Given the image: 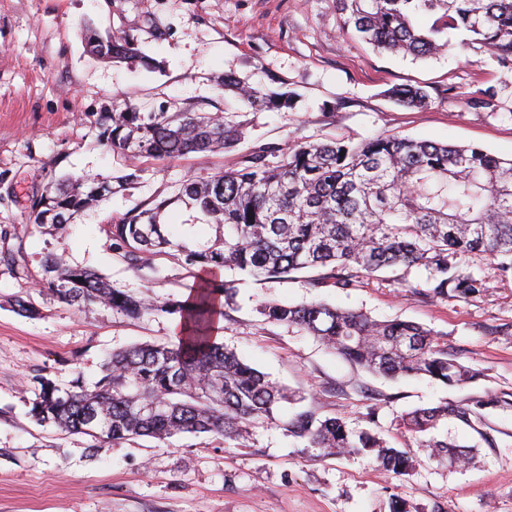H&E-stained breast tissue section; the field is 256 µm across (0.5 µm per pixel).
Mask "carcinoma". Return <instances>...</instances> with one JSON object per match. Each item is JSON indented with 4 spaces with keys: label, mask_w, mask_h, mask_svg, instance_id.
<instances>
[{
    "label": "carcinoma",
    "mask_w": 512,
    "mask_h": 512,
    "mask_svg": "<svg viewBox=\"0 0 512 512\" xmlns=\"http://www.w3.org/2000/svg\"><path fill=\"white\" fill-rule=\"evenodd\" d=\"M341 31L392 54L431 57L448 46L441 34L459 30L512 69V0H336ZM435 17L426 29L418 16ZM90 51L102 59L136 55L133 39L86 33ZM254 109L289 107L288 92H264L224 77ZM391 98L406 107L429 101L422 86L396 87ZM102 145L133 161L175 159L231 147L239 125L222 113L139 112L116 106L100 113ZM112 194V177L68 175L31 199L29 223L59 233L84 211ZM173 204L200 213L215 232L206 243L177 238L161 223ZM112 249L140 267L147 254L176 251L199 283L186 300L158 302L112 288L87 268L44 265L41 287L59 302L80 309L101 305L130 319L177 315V340L141 343L112 353L90 390L76 376L62 390L38 378L29 414L65 432L114 441L151 437L165 441L184 433H211L238 441L259 424L276 422L287 391L217 342L224 302L232 288L218 270L235 267L257 277L282 278L308 268L327 269L324 279L351 285L348 270L366 274L423 268L434 294L473 297L484 287L465 267L482 254L512 274V158L477 146H458L399 135L358 143L300 142L277 155L263 147L206 179L189 177L172 197L107 225ZM271 323L297 326L367 371L387 377L427 376L447 386L469 383L472 369L448 357L435 333L403 320L377 321L366 313L321 302H266ZM459 406L420 408L402 425L412 436L444 419L467 418ZM288 432L323 456L369 454L384 471L401 476L413 467L410 446L397 448L369 432L355 436L336 418L296 415ZM435 455L463 462L467 454L446 441L424 444Z\"/></svg>",
    "instance_id": "carcinoma-1"
}]
</instances>
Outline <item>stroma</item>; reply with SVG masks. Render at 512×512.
Returning <instances> with one entry per match:
<instances>
[{
	"instance_id": "obj_1",
	"label": "stroma",
	"mask_w": 512,
	"mask_h": 512,
	"mask_svg": "<svg viewBox=\"0 0 512 512\" xmlns=\"http://www.w3.org/2000/svg\"><path fill=\"white\" fill-rule=\"evenodd\" d=\"M339 23L335 0H0V512H389L394 496L409 512H512V275L483 255L468 261L485 282L472 298L434 295L416 268L401 285L356 270L348 288L313 287L317 269L268 280L222 270L234 291L220 341L297 396L242 443L207 433L113 441L42 426L28 414L38 377L64 387L79 373L92 383L112 352L174 340L177 316L131 320L99 305L77 309L37 283L50 254L126 292L186 299L196 279L177 255L148 256L138 271L105 232L112 220L173 195L186 177L234 167L262 146L383 134L512 158L511 69L480 45L462 46L456 30L442 54L416 59L343 37ZM89 26L129 35L137 56L91 55ZM227 74L288 90L295 102L278 111L242 105L220 83ZM405 85L425 87L428 105L388 97ZM487 92L489 108L480 103ZM115 103L231 112L243 135L223 153L143 159L137 180L125 184L121 175L134 167L98 143L97 117ZM84 173L115 176L111 197L62 234L29 224V201L51 177ZM20 299L36 316L19 312ZM312 300L429 327L475 377L449 387L375 376L259 312L267 301ZM446 404L468 409V419L442 420L433 435L469 450V463L418 448L399 477L367 457L316 455L284 428L309 411L400 447L409 440L406 412Z\"/></svg>"
}]
</instances>
